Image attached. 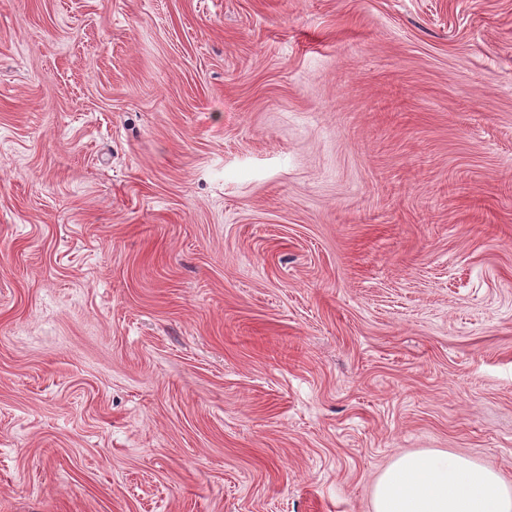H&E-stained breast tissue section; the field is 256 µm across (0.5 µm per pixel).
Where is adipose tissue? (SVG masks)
<instances>
[{
  "mask_svg": "<svg viewBox=\"0 0 512 512\" xmlns=\"http://www.w3.org/2000/svg\"><path fill=\"white\" fill-rule=\"evenodd\" d=\"M372 512H512V487L453 452L404 453L376 477Z\"/></svg>",
  "mask_w": 512,
  "mask_h": 512,
  "instance_id": "adipose-tissue-1",
  "label": "adipose tissue"
}]
</instances>
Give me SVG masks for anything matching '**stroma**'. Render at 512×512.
I'll return each mask as SVG.
<instances>
[{
  "instance_id": "1",
  "label": "stroma",
  "mask_w": 512,
  "mask_h": 512,
  "mask_svg": "<svg viewBox=\"0 0 512 512\" xmlns=\"http://www.w3.org/2000/svg\"><path fill=\"white\" fill-rule=\"evenodd\" d=\"M512 484V0H0V512ZM373 512H511L512 487L490 464L448 451L396 456L373 484Z\"/></svg>"
}]
</instances>
